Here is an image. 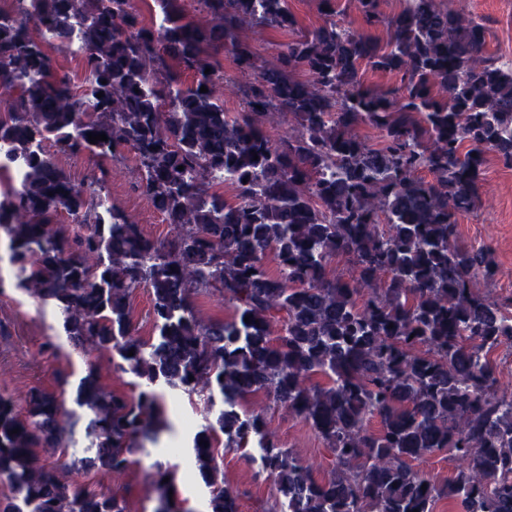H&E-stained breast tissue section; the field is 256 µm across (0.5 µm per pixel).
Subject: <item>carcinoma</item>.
<instances>
[{
  "instance_id": "obj_1",
  "label": "carcinoma",
  "mask_w": 512,
  "mask_h": 512,
  "mask_svg": "<svg viewBox=\"0 0 512 512\" xmlns=\"http://www.w3.org/2000/svg\"><path fill=\"white\" fill-rule=\"evenodd\" d=\"M151 2L158 26L133 0H16L0 11V157L27 169L0 198L16 288L56 312L73 351L117 357L138 379L134 395L108 390L90 362L70 408L37 389L19 403L1 395L0 480L15 496L0 512H127L69 474L125 472L135 449L158 441L170 392L213 415L191 435L211 512H239L221 446L277 483L273 512H434L441 500L512 512V395L498 393L492 360L512 344V304L472 287L495 275L492 251L455 244L486 155L512 167V62L483 57L486 23L442 0H403L393 16L380 0H355L360 32L336 21L337 0H317L323 23L261 70L241 32L295 31L288 0H196L204 24L185 0ZM380 27L384 39L372 34ZM75 32L80 88L56 72ZM223 52L240 73L260 71L241 112L224 109ZM366 67L399 86L368 85ZM274 112L298 134L271 141ZM362 125L383 134L380 147ZM90 132L107 140L92 144ZM121 150L134 153L137 188L170 238H147L108 205L106 175L79 184L55 160ZM63 212L86 232L61 236ZM339 256L357 277L330 271ZM141 286L152 294L147 338L130 304ZM215 296L231 318L202 316L197 301ZM259 393L321 436L327 477L281 447L262 414L241 410ZM79 430L86 445L70 473L41 462L39 449L72 448ZM442 450L460 467L438 485L412 462ZM155 475V512H187L169 498L174 473L158 464Z\"/></svg>"
}]
</instances>
